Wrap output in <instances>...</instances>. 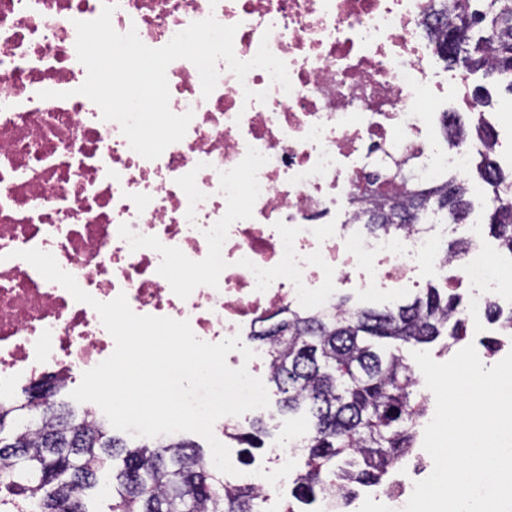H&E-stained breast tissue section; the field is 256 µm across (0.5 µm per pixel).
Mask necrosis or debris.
<instances>
[{"mask_svg": "<svg viewBox=\"0 0 512 512\" xmlns=\"http://www.w3.org/2000/svg\"><path fill=\"white\" fill-rule=\"evenodd\" d=\"M436 0H116L119 33L152 48L192 22L236 26L234 53L261 40L285 62L291 92L264 70L238 80L218 61L203 96L193 63L166 76L173 113H192L185 137L155 160L133 151L117 122L76 92L87 77L75 21L102 0H0V404L24 378L74 382L107 359L113 337L96 310L47 281L20 250L52 253L95 299L126 295L140 315L189 321L202 341L248 337L288 308L320 310L332 283L375 293L417 284L425 269L467 284L477 305H507L484 290L487 254L472 246L444 261L419 224L400 234L358 223L351 198L386 164L412 178L465 175L477 139L439 150L420 110L431 97L427 18ZM267 91L266 102L245 90ZM53 90V99L40 91ZM295 441L269 444L266 468L236 483L262 491L287 476Z\"/></svg>", "mask_w": 512, "mask_h": 512, "instance_id": "4bbe7bcc", "label": "necrosis or debris"}]
</instances>
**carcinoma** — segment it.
<instances>
[{"mask_svg":"<svg viewBox=\"0 0 512 512\" xmlns=\"http://www.w3.org/2000/svg\"><path fill=\"white\" fill-rule=\"evenodd\" d=\"M463 27L473 35L460 47H448L450 34ZM433 43L448 64L505 76L512 91V0H464L451 22L434 32ZM477 168L493 193L489 229L512 252V180L491 150L480 152ZM394 182H409L399 166L360 188L357 216L373 232L403 231L437 211L460 223L472 209L468 184L456 176L409 187L401 200L387 192ZM334 307V315L290 310L288 333L276 336L267 328L252 339L266 348L268 379L281 395L279 411L304 410L311 420L298 444L307 470L296 480L295 497L315 500L333 492L345 507L356 488L383 485L414 447L426 405L402 347L428 344L444 333L458 342L468 321L455 295L432 287L382 309H349L344 299ZM378 340L394 350H382ZM1 444L28 449L23 457L0 451V490L9 495L3 506L58 512L66 505L69 512H88L86 490L120 457L112 512H260L256 488L228 487L203 465L195 444L170 439L131 447L110 435L101 420L77 418L55 402L35 414L25 403L0 406Z\"/></svg>","mask_w":512,"mask_h":512,"instance_id":"carcinoma-1","label":"carcinoma"}]
</instances>
